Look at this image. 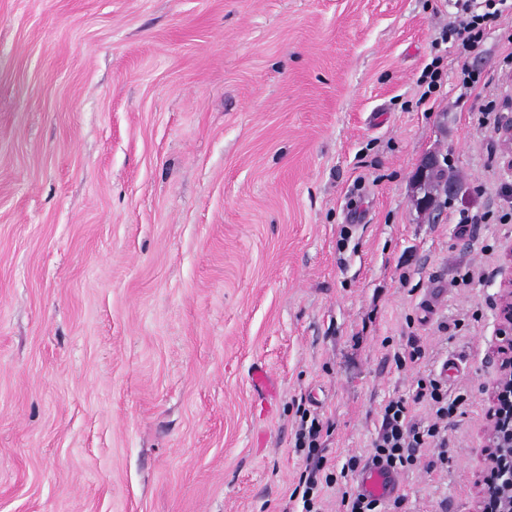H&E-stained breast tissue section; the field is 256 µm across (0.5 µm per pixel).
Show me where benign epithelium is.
Here are the masks:
<instances>
[{
	"label": "benign epithelium",
	"instance_id": "7a95c632",
	"mask_svg": "<svg viewBox=\"0 0 512 512\" xmlns=\"http://www.w3.org/2000/svg\"><path fill=\"white\" fill-rule=\"evenodd\" d=\"M502 152L512 164V116H506L498 129ZM501 276L495 298L496 329L493 359L498 364V376L490 393V407L483 428L486 470L496 467L499 458L512 456V428H502L495 416L497 396L503 386L512 391V244L505 250L504 263L498 269Z\"/></svg>",
	"mask_w": 512,
	"mask_h": 512
}]
</instances>
